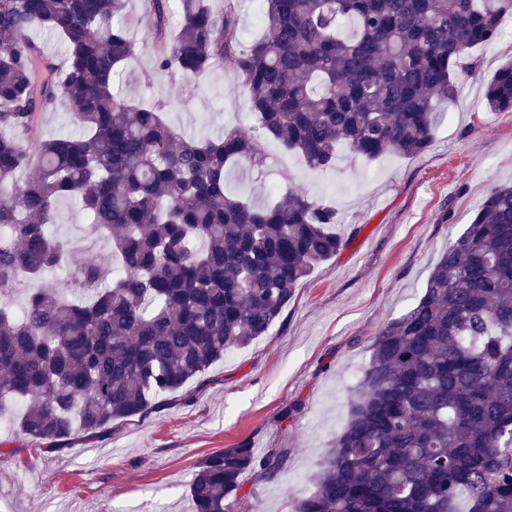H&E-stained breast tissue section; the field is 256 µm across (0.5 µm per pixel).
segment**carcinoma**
Here are the masks:
<instances>
[{"instance_id": "1", "label": "carcinoma", "mask_w": 512, "mask_h": 512, "mask_svg": "<svg viewBox=\"0 0 512 512\" xmlns=\"http://www.w3.org/2000/svg\"><path fill=\"white\" fill-rule=\"evenodd\" d=\"M0 0V417L53 447L97 432L266 335L318 264L346 245L336 210L309 196L257 207L228 192L232 166L263 165L237 129L184 137L163 105L112 91L151 33L156 67L192 96L215 67L242 81L260 127L306 167L344 148L415 157L433 102L474 70L512 0H261L266 35L239 48L238 0ZM178 10L179 26L169 27ZM65 48L47 56L30 31ZM512 110V64L486 93ZM64 109L74 134H32ZM34 170L26 180L20 173ZM76 202L113 266L76 260L53 231ZM63 270L69 292L35 283ZM27 289L21 312L11 298ZM288 449L205 456L195 512H245L242 476L271 478ZM294 512H512V186L492 189L436 262L418 302L383 325L348 420Z\"/></svg>"}]
</instances>
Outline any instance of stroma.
Here are the masks:
<instances>
[{"label": "stroma", "instance_id": "obj_1", "mask_svg": "<svg viewBox=\"0 0 512 512\" xmlns=\"http://www.w3.org/2000/svg\"><path fill=\"white\" fill-rule=\"evenodd\" d=\"M138 39L142 51L115 78V94L163 101L167 122L187 136L213 137L229 126L258 138L264 166L233 169L230 191L256 204L304 193L335 208L346 245L298 284L265 336L165 394L147 415L93 434L73 431L53 449L0 424V512H192L199 461L244 442L259 454L289 449L283 473L245 475L241 491L259 512H292L346 424L382 326L422 296L489 190L512 184V112L485 107L488 83L512 62V34L473 49V74L435 104L425 153L368 160L341 152L319 170L262 137L232 72L214 69L186 97L156 68L150 35ZM54 231L82 260L108 264L74 202L60 203Z\"/></svg>", "mask_w": 512, "mask_h": 512}]
</instances>
